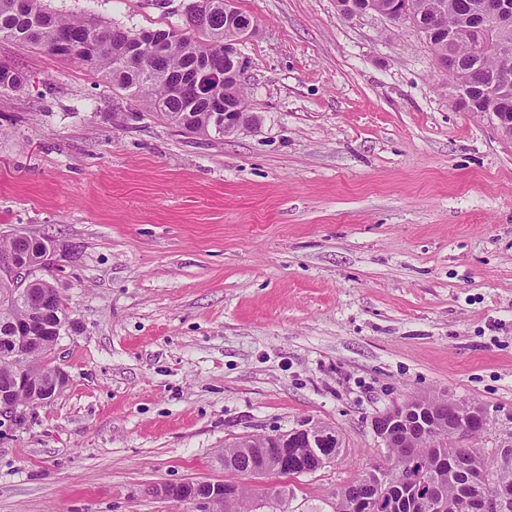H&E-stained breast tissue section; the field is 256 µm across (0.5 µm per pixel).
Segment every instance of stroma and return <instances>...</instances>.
<instances>
[{"mask_svg":"<svg viewBox=\"0 0 512 512\" xmlns=\"http://www.w3.org/2000/svg\"><path fill=\"white\" fill-rule=\"evenodd\" d=\"M181 28L189 0H45ZM255 33L232 136L131 112L75 62L0 38V239L47 237L69 383L0 422V512H186L247 435L326 425L346 451L278 478L333 512L382 460L373 423L432 395L512 446V138L448 94L421 35L336 0H236Z\"/></svg>","mask_w":512,"mask_h":512,"instance_id":"stroma-1","label":"stroma"}]
</instances>
